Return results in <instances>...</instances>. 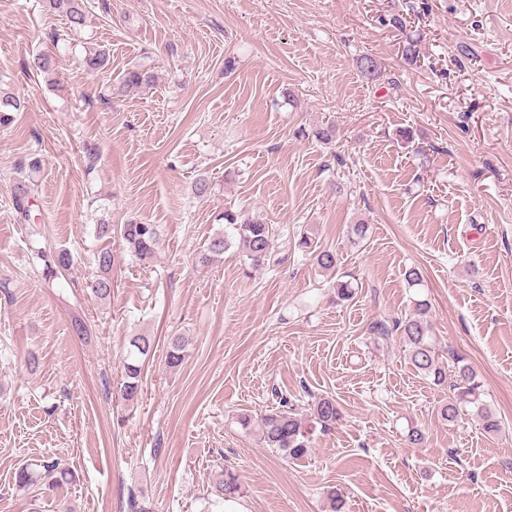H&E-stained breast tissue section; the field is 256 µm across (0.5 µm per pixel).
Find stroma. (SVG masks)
I'll return each mask as SVG.
<instances>
[{
	"label": "stroma",
	"instance_id": "35a3bbf8",
	"mask_svg": "<svg viewBox=\"0 0 512 512\" xmlns=\"http://www.w3.org/2000/svg\"><path fill=\"white\" fill-rule=\"evenodd\" d=\"M85 4L72 31L46 0H0V90L22 102L0 126V512H130L132 497L147 512H225L211 492L224 468L243 484L236 512H330L333 490L345 512H512V0ZM398 12L403 33L388 23ZM96 49L110 63L90 72ZM42 54L53 75L35 69ZM366 55L379 79L360 72ZM144 56L155 84L114 93ZM321 123L335 143L308 137ZM34 157L40 221L20 224L12 192ZM228 206L272 225L270 264L246 270L232 247L197 265ZM103 219L161 234L146 265L112 238L107 304L85 286ZM304 235L335 271L298 249ZM53 248L77 264L47 279L36 253ZM339 280L352 299L337 300ZM418 300L440 357L476 371L500 433L443 421L449 389L378 332ZM139 333L156 350L131 404L116 388ZM173 336L184 360L170 368ZM320 394L344 418L301 459L237 422L283 396L306 413ZM412 427L422 446L406 444ZM51 460L72 483L16 486L20 468Z\"/></svg>",
	"mask_w": 512,
	"mask_h": 512
}]
</instances>
